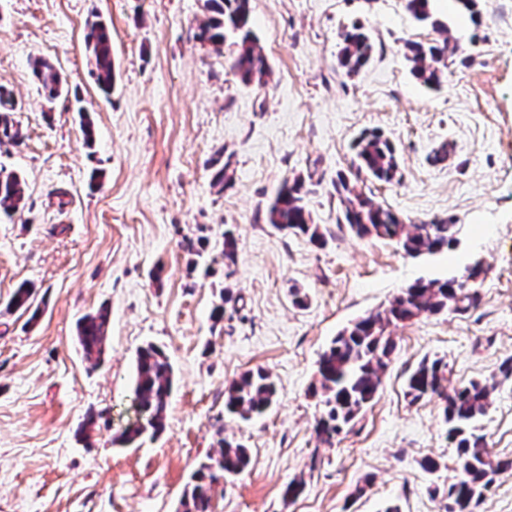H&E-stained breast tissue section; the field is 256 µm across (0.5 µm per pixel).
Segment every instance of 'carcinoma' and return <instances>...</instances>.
<instances>
[{"label": "carcinoma", "instance_id": "1", "mask_svg": "<svg viewBox=\"0 0 512 512\" xmlns=\"http://www.w3.org/2000/svg\"><path fill=\"white\" fill-rule=\"evenodd\" d=\"M251 0H204L205 18L198 24L195 39L229 50V66L242 83L261 81L267 74L266 57L251 25ZM433 0H406L412 17L435 29L447 27L432 10ZM340 66L348 74L358 72L370 59L373 44L362 27L354 25L341 34ZM87 47L92 57L93 75L105 97L112 95L115 67L112 60V29L106 22L94 19L87 23ZM407 58L413 63L412 74L423 86H441L449 64L461 53L457 43L412 42L407 45ZM34 76L48 94L55 98L62 93L63 80L59 70L45 60H37ZM16 102L12 94L0 86V144L16 143L21 131L12 118ZM357 169L371 178L390 183L395 179L398 164L394 143L383 134L372 131L362 134L355 143ZM336 195L343 203L338 223L354 234L397 241L412 257L435 254L452 248L457 241L459 225L453 218H440L422 224H406L393 210L357 191L343 174L337 175ZM25 180L14 171L0 169V210L6 214L17 211L24 201ZM268 223L294 235H305L316 245L325 244L320 226L313 222L305 203L304 180L285 179L267 211ZM222 256L224 275L230 277L237 264V240L232 229L224 230ZM477 268L467 270L460 278L446 280L419 279L403 289L381 311L365 315L344 328L321 354L317 366L318 387L323 412L315 425L321 442L331 445L349 423L376 397L381 376L392 360L395 343L389 327L409 322L424 315L466 312L479 303L475 280ZM37 289L30 283L20 284L4 306V312L21 310L31 313L29 324H35L41 308L34 306ZM239 298L227 286L221 303L212 317L221 321L238 311ZM109 309L100 307L79 322L77 337L87 359L100 362L104 354L109 323ZM172 365L165 353L154 345L138 351L134 391L139 417L127 426L115 441L131 445L149 434L156 436L165 426L172 388ZM489 381H472L469 385L448 392L446 365L440 360H424L408 375L405 396L414 403L427 397L444 402V421L448 439L457 452V475L448 486V512H475L484 492L495 477L512 470V457L490 456L484 436L475 433L474 423L483 416L489 404ZM276 387L269 374L251 369L232 380L224 389V408L248 421L264 413L273 403ZM250 464V454L240 443L225 438L219 441L216 453L208 457L193 474L192 483L184 490L178 512H212L214 485L242 473Z\"/></svg>", "mask_w": 512, "mask_h": 512}]
</instances>
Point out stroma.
<instances>
[{
	"label": "stroma",
	"instance_id": "stroma-1",
	"mask_svg": "<svg viewBox=\"0 0 512 512\" xmlns=\"http://www.w3.org/2000/svg\"><path fill=\"white\" fill-rule=\"evenodd\" d=\"M434 8L447 32L417 22L405 0H251L270 74L245 85L225 54L194 38L203 0H0V84L23 135L0 145V168L26 181L23 209L0 215V303L25 281L44 300L35 325L19 311L0 315V512H177L223 437L244 444L251 464L215 490L212 512H445L457 457L441 402L404 394L425 359L446 364L452 388L495 380L478 432L491 455L512 457V376L499 372L512 358V0H479L476 24L453 0ZM97 16L112 29L107 99L84 40ZM355 24L373 52L349 75L340 35ZM447 33L468 61L451 65L439 89L422 87L406 45ZM38 58L65 80L55 100L33 76ZM366 130L395 144V182L357 171L353 142ZM443 146L448 156L436 160ZM216 157L233 176L222 190L212 185ZM340 173L405 222L456 217L455 246L413 258L350 233L337 223ZM294 176L325 246L266 220ZM228 227L240 312L217 321ZM201 235L210 244L193 267L180 243ZM477 263L478 307L392 328L397 348L374 402L333 445L319 443L312 387L331 340L415 280ZM295 288L306 306L293 305ZM103 304L111 319L95 364L76 326ZM150 343L173 368L165 429L124 447L112 438L136 418V355ZM257 367L274 381L275 403L249 421L228 415L225 385ZM92 412L99 426L81 439ZM428 458L438 471L423 469ZM296 477L305 491L286 500Z\"/></svg>",
	"mask_w": 512,
	"mask_h": 512
}]
</instances>
